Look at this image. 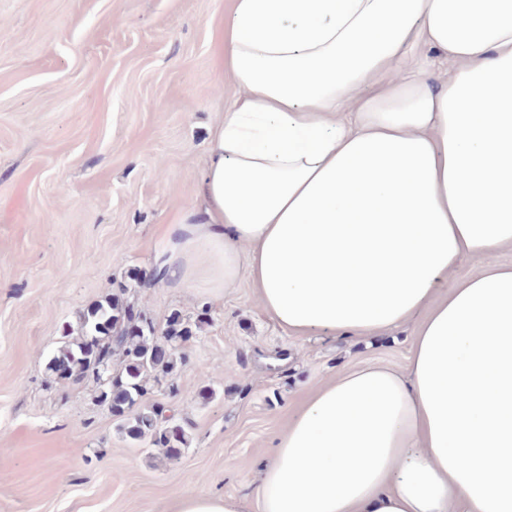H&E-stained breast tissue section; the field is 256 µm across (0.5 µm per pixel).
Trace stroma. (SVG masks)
<instances>
[{
  "label": "stroma",
  "mask_w": 512,
  "mask_h": 512,
  "mask_svg": "<svg viewBox=\"0 0 512 512\" xmlns=\"http://www.w3.org/2000/svg\"><path fill=\"white\" fill-rule=\"evenodd\" d=\"M232 0H0V512H168L183 490L253 499L310 389L405 369L419 322L381 337H295L247 279L155 283L164 225L198 201L208 134L242 95L221 72ZM127 287L156 326L180 313L176 394L147 396L190 444L177 462L119 428L93 380L49 362L67 326Z\"/></svg>",
  "instance_id": "1"
}]
</instances>
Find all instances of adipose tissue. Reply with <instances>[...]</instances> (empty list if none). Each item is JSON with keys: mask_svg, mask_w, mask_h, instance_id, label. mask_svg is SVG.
I'll use <instances>...</instances> for the list:
<instances>
[{"mask_svg": "<svg viewBox=\"0 0 512 512\" xmlns=\"http://www.w3.org/2000/svg\"><path fill=\"white\" fill-rule=\"evenodd\" d=\"M423 43L452 64L440 87ZM218 50L243 95L210 132L202 207L163 229L158 281L247 278L297 336L421 320L405 370L309 393L260 512H512V264L448 278L512 248V0H234ZM170 512L248 507L184 491ZM487 263H512V249H503L486 258L462 257L450 274V280L479 274Z\"/></svg>", "mask_w": 512, "mask_h": 512, "instance_id": "obj_1", "label": "adipose tissue"}]
</instances>
